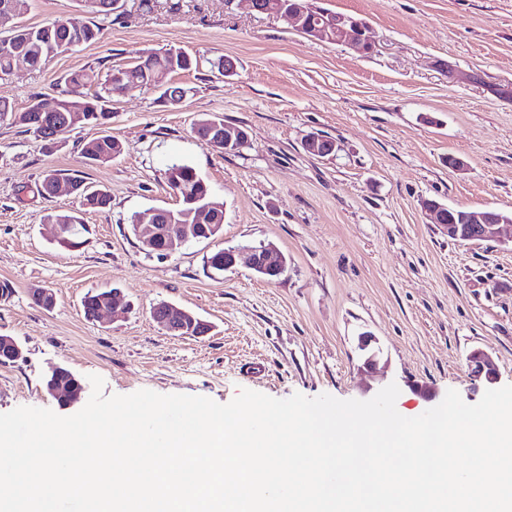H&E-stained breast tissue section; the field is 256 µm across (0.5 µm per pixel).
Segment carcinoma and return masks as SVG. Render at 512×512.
Returning a JSON list of instances; mask_svg holds the SVG:
<instances>
[{
  "label": "carcinoma",
  "instance_id": "1",
  "mask_svg": "<svg viewBox=\"0 0 512 512\" xmlns=\"http://www.w3.org/2000/svg\"><path fill=\"white\" fill-rule=\"evenodd\" d=\"M28 0H0V15L15 20L27 10ZM81 34L85 43L96 40L100 28L94 24L76 19L56 20L41 26L18 25L16 35L10 43L0 41V76L9 74L13 65V57L21 55L31 67L39 66L46 58L58 52L68 44L73 35ZM193 59L182 51L172 52L167 49L159 52H146L138 57L130 67L115 68L107 72L102 91L86 95L81 102L84 108L81 119L76 121L72 113L48 105L60 100L58 96H47L35 101L28 111L17 112L4 101H0V123L9 122L27 127L29 130L41 131L44 141L55 143V135L67 131L72 125L81 124L104 125L110 119L112 103V86L116 83H138L144 87L151 86L154 75L163 72L179 73L192 69ZM122 151L121 142L111 135L94 138L84 144L82 154L87 164H103ZM168 172L177 176L193 191L192 198H181L178 208L173 210L177 216L188 215L199 206L212 202L206 182L199 176L196 169L187 163H174ZM67 181L74 186L76 195L84 208L102 210L110 205V196L102 190H91L84 184L80 176H70ZM213 216L205 224L207 239L218 235L224 224V209L212 208ZM48 224H71L82 226L81 218L75 212L51 213L44 217ZM81 379L69 369L53 382L55 395L53 398L62 406L72 394L78 392Z\"/></svg>",
  "mask_w": 512,
  "mask_h": 512
}]
</instances>
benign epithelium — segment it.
Wrapping results in <instances>:
<instances>
[{"mask_svg": "<svg viewBox=\"0 0 512 512\" xmlns=\"http://www.w3.org/2000/svg\"><path fill=\"white\" fill-rule=\"evenodd\" d=\"M251 10L257 13H274L293 23L301 33L322 42L344 44L359 53L373 50L372 42L366 36V27L359 20H336L318 18L315 22L307 20L312 11L309 0H292L285 6V0H248ZM209 135L216 142H224V150L237 146L243 138V130L235 125L217 123L211 126ZM305 150L315 156L331 154L337 145L330 143L321 135H311L304 141ZM423 209L431 223L440 224L443 215H448V223L441 228L448 231V237L458 240H496L500 237V226L506 219L491 210H467L455 212L445 210V206L428 201ZM209 207L200 208L195 216L196 223L183 224L173 215H167L166 223H160L159 210L155 209L138 217L137 233L144 246L162 255L178 251L184 244L198 239L200 223L205 221ZM251 268L268 279L281 276L286 270V260L272 244H261L249 249ZM154 317L171 332L201 333L208 325L194 314L169 303L157 305ZM3 347L0 348V361L13 362L22 356V349L11 336H0ZM359 349L363 352V368L371 371L376 368L380 349L376 339L370 334L360 337ZM471 370V387L468 397H473L480 388H489L497 382V370L492 358L482 350H475L469 355Z\"/></svg>", "mask_w": 512, "mask_h": 512, "instance_id": "7a95c632", "label": "benign epithelium"}]
</instances>
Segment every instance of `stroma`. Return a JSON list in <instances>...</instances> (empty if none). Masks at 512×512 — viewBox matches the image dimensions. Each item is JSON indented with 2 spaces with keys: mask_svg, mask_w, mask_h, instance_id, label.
Masks as SVG:
<instances>
[{
  "mask_svg": "<svg viewBox=\"0 0 512 512\" xmlns=\"http://www.w3.org/2000/svg\"><path fill=\"white\" fill-rule=\"evenodd\" d=\"M314 2L365 22L373 52L313 40L247 0H127L122 12L94 16L95 42L0 77V100L22 111L63 93L76 70L94 93L108 70L146 50L177 48L198 62L168 77L187 88L181 103L130 87L114 97L106 127H76L53 148L0 125V281L14 288L0 301V336L22 348L0 363V414H75L45 389L58 366L102 377L107 395L147 389L221 404L242 388L368 400L394 383L396 408L410 418L447 390L466 394L472 351L492 356L498 386L512 384V245L449 239L421 206L512 213V0ZM225 57L237 65L229 77L217 69ZM208 115L246 128L247 147L203 145L193 128ZM105 130L121 154L85 165L84 144ZM312 134L338 151L308 154ZM449 156L464 168H449ZM175 161L194 166L223 202V229L150 254L129 220L178 208L166 179ZM50 169L111 195L107 209L85 211L80 247L43 221L80 206L64 190L42 196ZM262 242L287 259L278 279L243 259L220 274L207 264L217 250ZM38 287L53 292L52 309L32 300ZM111 288L124 308L87 319L84 296ZM162 302L209 332L169 333L153 315ZM366 332L382 350L371 372L358 349Z\"/></svg>",
  "mask_w": 512,
  "mask_h": 512,
  "instance_id": "35a3bbf8",
  "label": "stroma"
}]
</instances>
